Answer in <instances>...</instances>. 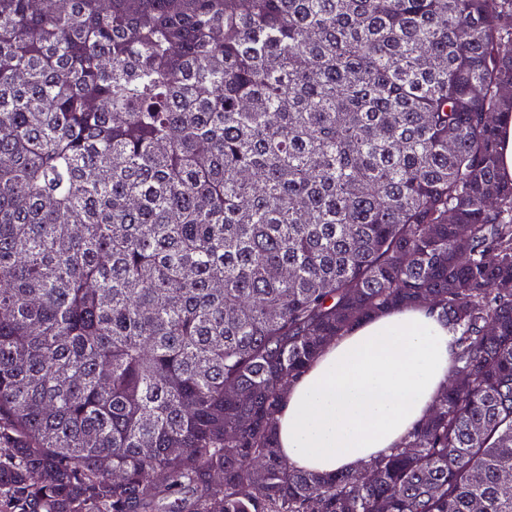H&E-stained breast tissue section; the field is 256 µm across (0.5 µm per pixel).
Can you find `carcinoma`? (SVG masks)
Returning a JSON list of instances; mask_svg holds the SVG:
<instances>
[{"label":"carcinoma","mask_w":512,"mask_h":512,"mask_svg":"<svg viewBox=\"0 0 512 512\" xmlns=\"http://www.w3.org/2000/svg\"><path fill=\"white\" fill-rule=\"evenodd\" d=\"M509 82L512 0H0V512H512ZM414 305L430 416L293 468L287 386ZM500 174L512 180V118H503L500 124Z\"/></svg>","instance_id":"1"}]
</instances>
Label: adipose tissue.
<instances>
[{
    "mask_svg": "<svg viewBox=\"0 0 512 512\" xmlns=\"http://www.w3.org/2000/svg\"><path fill=\"white\" fill-rule=\"evenodd\" d=\"M453 352L427 307L361 322L328 345L288 387L280 448L298 470L333 473L390 451L430 412Z\"/></svg>",
    "mask_w": 512,
    "mask_h": 512,
    "instance_id": "1",
    "label": "adipose tissue"
}]
</instances>
